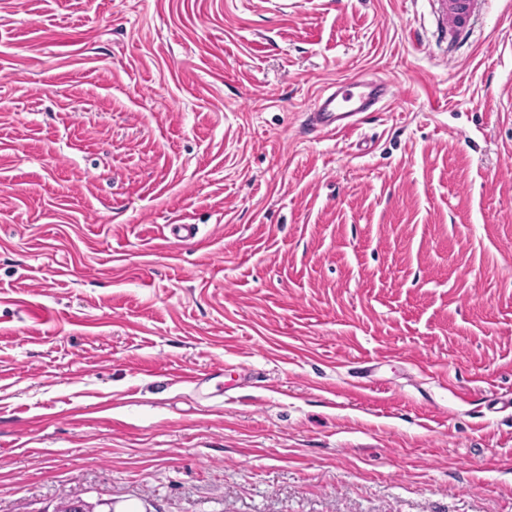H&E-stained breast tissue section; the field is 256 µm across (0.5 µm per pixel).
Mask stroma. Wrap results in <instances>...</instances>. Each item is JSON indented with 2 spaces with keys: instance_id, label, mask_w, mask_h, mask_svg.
I'll use <instances>...</instances> for the list:
<instances>
[{
  "instance_id": "1",
  "label": "stroma",
  "mask_w": 512,
  "mask_h": 512,
  "mask_svg": "<svg viewBox=\"0 0 512 512\" xmlns=\"http://www.w3.org/2000/svg\"><path fill=\"white\" fill-rule=\"evenodd\" d=\"M436 34L0 0V512H512V0ZM361 75L393 98L310 133ZM389 94V83L380 79L336 81L316 96L315 107L305 112V121L322 135L347 137L356 132L368 112H374L373 107Z\"/></svg>"
}]
</instances>
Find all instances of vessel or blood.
I'll return each instance as SVG.
<instances>
[{
    "mask_svg": "<svg viewBox=\"0 0 512 512\" xmlns=\"http://www.w3.org/2000/svg\"><path fill=\"white\" fill-rule=\"evenodd\" d=\"M437 25L444 32L449 52H456L471 36L486 0H437ZM389 83L379 79L336 82L330 92L319 93L306 122L323 135L350 136L365 122L373 107L388 97Z\"/></svg>",
    "mask_w": 512,
    "mask_h": 512,
    "instance_id": "b4317fda",
    "label": "vessel or blood"
}]
</instances>
